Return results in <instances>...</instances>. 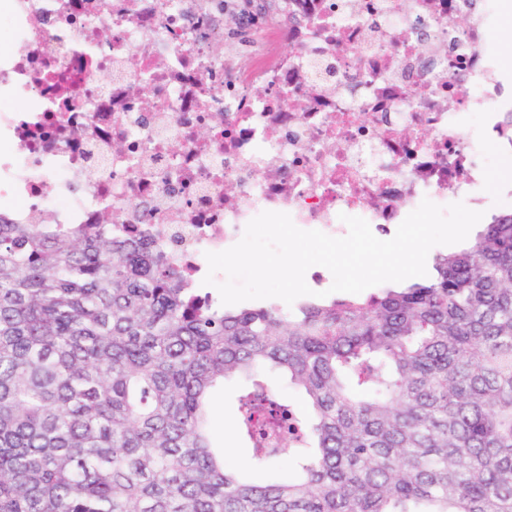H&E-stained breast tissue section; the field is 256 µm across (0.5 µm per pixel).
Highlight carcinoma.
Segmentation results:
<instances>
[{
    "label": "carcinoma",
    "mask_w": 512,
    "mask_h": 512,
    "mask_svg": "<svg viewBox=\"0 0 512 512\" xmlns=\"http://www.w3.org/2000/svg\"><path fill=\"white\" fill-rule=\"evenodd\" d=\"M433 270L226 309L110 212L0 214V512H512V209ZM233 376L248 472L211 424ZM282 455L294 477L261 480ZM424 277L425 276H423V277H412V278H409V279H407V280H405L403 282H399V283H394V282L383 283V284H380V285H377V286H373V287L367 288L366 290H364L363 292H361L359 294L346 293V292H334V293L328 294V295H326L324 297L301 296V297L297 298L291 306L287 305L284 301H282L280 299H277V298L259 299V300H248V301H244V302H241V303H238V304L224 305V306L225 307H229V306H239V305H245V304H261V303L276 302V303L281 304L284 307L292 308L296 303L302 302V301L329 302V301H332L334 299H343V298L354 297V296H366L367 294L376 291L377 288H379L381 286L398 287V286H402V285H406V284L418 281V280H420V279H422ZM272 389L276 396L283 402L290 404L296 411H303L305 403L301 395L286 380L277 376L269 378Z\"/></svg>",
    "instance_id": "carcinoma-1"
}]
</instances>
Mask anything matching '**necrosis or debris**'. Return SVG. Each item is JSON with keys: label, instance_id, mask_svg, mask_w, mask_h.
Listing matches in <instances>:
<instances>
[{"label": "necrosis or debris", "instance_id": "necrosis-or-debris-1", "mask_svg": "<svg viewBox=\"0 0 512 512\" xmlns=\"http://www.w3.org/2000/svg\"><path fill=\"white\" fill-rule=\"evenodd\" d=\"M236 11L247 33L216 54L224 0H0L23 42L0 56V87L35 103L0 109L12 218L109 211L164 240L185 224L174 261L196 278L264 211L339 237L344 214L399 224L423 199L469 194L480 149L463 117L490 111L496 86L486 0Z\"/></svg>", "mask_w": 512, "mask_h": 512}]
</instances>
